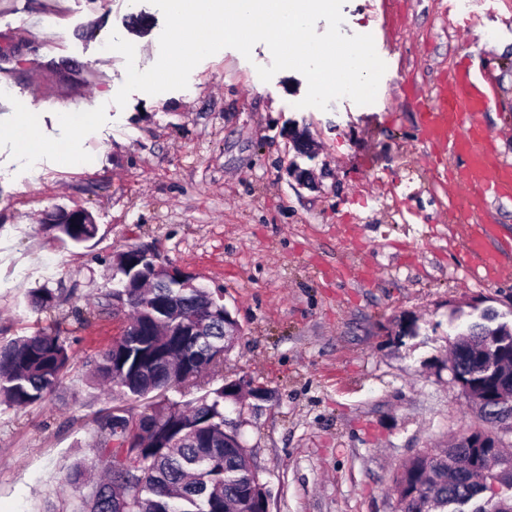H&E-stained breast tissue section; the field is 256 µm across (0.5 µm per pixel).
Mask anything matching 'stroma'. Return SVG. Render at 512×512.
Returning a JSON list of instances; mask_svg holds the SVG:
<instances>
[{
  "mask_svg": "<svg viewBox=\"0 0 512 512\" xmlns=\"http://www.w3.org/2000/svg\"><path fill=\"white\" fill-rule=\"evenodd\" d=\"M345 35H372L387 69L376 100L300 107L294 70L261 81L265 44L201 61L186 89L112 99L126 78L111 33L159 55L150 0H0V345L60 332L74 353L46 401L0 406V512H68L67 475L95 460L94 419L120 404L86 376L123 328L89 313L112 289L116 250L149 245L223 294L242 329L224 362L267 399L242 439L271 512H395L394 476L417 453L481 428L449 369L475 297L512 312V277L483 282L449 223L448 159L418 137L406 94H434L464 56L499 87L487 115L512 162V0H346ZM471 18L459 33L452 15ZM84 108V171L60 158L62 107ZM36 114L37 123L23 119ZM299 130L309 147L289 137ZM55 207L89 211L98 232L67 248L40 227ZM56 304L36 312L28 293Z\"/></svg>",
  "mask_w": 512,
  "mask_h": 512,
  "instance_id": "1",
  "label": "stroma"
}]
</instances>
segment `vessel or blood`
Returning a JSON list of instances; mask_svg holds the SVG:
<instances>
[{
    "label": "vessel or blood",
    "mask_w": 512,
    "mask_h": 512,
    "mask_svg": "<svg viewBox=\"0 0 512 512\" xmlns=\"http://www.w3.org/2000/svg\"><path fill=\"white\" fill-rule=\"evenodd\" d=\"M495 98V87L470 59L456 63L435 99L407 95L419 114L421 140L448 152V180L459 187L453 221L465 225L464 251L478 259L487 282L499 280L505 265L495 246V226L476 217L490 203L512 197V163L496 154L495 138L484 122Z\"/></svg>",
    "instance_id": "1"
}]
</instances>
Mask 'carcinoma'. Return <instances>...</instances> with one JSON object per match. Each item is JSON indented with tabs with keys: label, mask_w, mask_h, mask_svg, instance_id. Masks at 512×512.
<instances>
[{
	"label": "carcinoma",
	"mask_w": 512,
	"mask_h": 512,
	"mask_svg": "<svg viewBox=\"0 0 512 512\" xmlns=\"http://www.w3.org/2000/svg\"><path fill=\"white\" fill-rule=\"evenodd\" d=\"M64 245L81 246L97 233L95 224H50ZM146 276L137 252L123 254L113 267L117 287L96 305L112 313V299L128 292L124 284ZM56 297L47 288L31 292L34 311L52 307ZM141 310L133 311L138 329L120 336L101 351L90 379L115 386L126 400L155 393L161 400L151 411L135 414L123 406L102 410L95 419L97 465L104 479L80 497L72 512H265L268 490L245 448L224 436V408L234 402L235 385L209 387L224 367V358L203 350L189 335L199 310L224 306L220 295L205 289L199 295L164 276L153 275L140 289ZM469 344L453 348L459 375L469 383L489 386L481 367L471 359ZM73 352L57 334L37 332L0 346V403L26 407L55 390ZM202 394L187 398L190 388ZM179 398H171L168 392ZM485 458L483 448H436L402 464L394 484L396 512H448V502L466 503L487 493V484H512V457L493 455L486 472L466 474L458 468L469 457Z\"/></svg>",
	"instance_id": "cac0c4a2"
}]
</instances>
